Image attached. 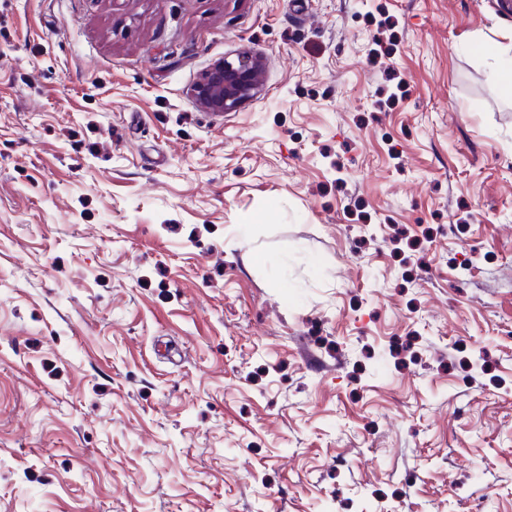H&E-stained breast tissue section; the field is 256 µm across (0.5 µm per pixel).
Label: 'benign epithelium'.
Returning a JSON list of instances; mask_svg holds the SVG:
<instances>
[{
  "label": "benign epithelium",
  "instance_id": "1",
  "mask_svg": "<svg viewBox=\"0 0 512 512\" xmlns=\"http://www.w3.org/2000/svg\"><path fill=\"white\" fill-rule=\"evenodd\" d=\"M263 80L259 56L242 55L216 62L195 89L198 104L211 112H231L249 100Z\"/></svg>",
  "mask_w": 512,
  "mask_h": 512
}]
</instances>
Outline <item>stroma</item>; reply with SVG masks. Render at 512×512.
Segmentation results:
<instances>
[{
    "label": "stroma",
    "instance_id": "35a3bbf8",
    "mask_svg": "<svg viewBox=\"0 0 512 512\" xmlns=\"http://www.w3.org/2000/svg\"><path fill=\"white\" fill-rule=\"evenodd\" d=\"M495 41L499 0H0V512H512ZM263 70L259 56L242 55L237 61L224 58L216 62L196 86L195 99L214 113L234 111L259 89Z\"/></svg>",
    "mask_w": 512,
    "mask_h": 512
}]
</instances>
